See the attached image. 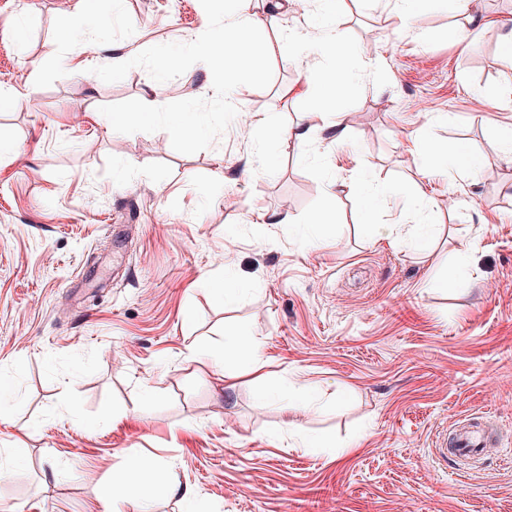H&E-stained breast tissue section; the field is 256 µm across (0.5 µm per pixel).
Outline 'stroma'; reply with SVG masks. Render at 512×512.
Instances as JSON below:
<instances>
[{
    "label": "stroma",
    "instance_id": "35a3bbf8",
    "mask_svg": "<svg viewBox=\"0 0 512 512\" xmlns=\"http://www.w3.org/2000/svg\"><path fill=\"white\" fill-rule=\"evenodd\" d=\"M268 2L262 68L228 87L197 46L234 0H0V512H104L133 458L207 512H512V0H428L411 23L394 0ZM317 20L353 75L323 104L302 93ZM188 109L201 136L174 129ZM267 114L314 132L279 145ZM421 222L424 253L382 231ZM234 332L281 399L250 374L225 389L209 359ZM473 422L485 453L450 459ZM317 434L335 448H304Z\"/></svg>",
    "mask_w": 512,
    "mask_h": 512
}]
</instances>
